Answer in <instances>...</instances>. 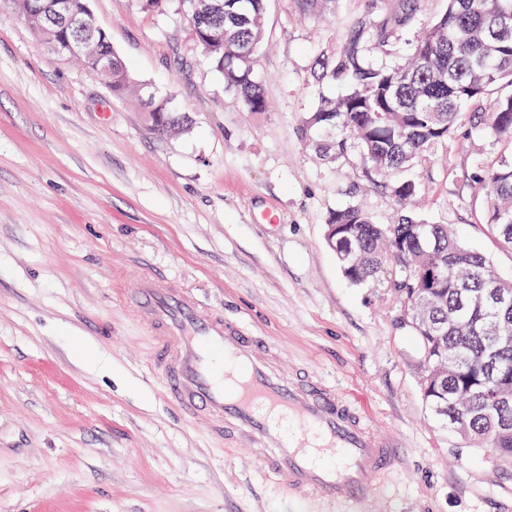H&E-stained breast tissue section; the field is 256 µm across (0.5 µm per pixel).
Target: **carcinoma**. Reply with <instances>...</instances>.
<instances>
[{"instance_id": "obj_1", "label": "carcinoma", "mask_w": 512, "mask_h": 512, "mask_svg": "<svg viewBox=\"0 0 512 512\" xmlns=\"http://www.w3.org/2000/svg\"><path fill=\"white\" fill-rule=\"evenodd\" d=\"M187 17L218 27L224 37L201 47L208 65L221 75L225 89L234 92L250 112H263L266 100L256 77L255 62L265 40L264 0H187ZM415 0H402V8L376 24L358 23L340 49L326 57L332 73L345 80L339 97L318 96L306 113V137L325 142V156L337 159L351 149L363 159L371 180L398 175L420 166L429 149L454 133L458 115L474 103H485L474 116L483 134L512 146V29L495 35V22L512 14V0H448L446 11L429 24L421 38L391 67L367 61L369 46L393 51L396 31L414 19ZM42 35L74 32L53 18L41 20ZM112 57L107 78L112 96L122 99L134 87L126 64L106 40L93 37L82 59L91 66L98 56ZM154 131L165 136L188 127L189 116L158 99ZM485 224L504 247L512 249V154L484 169L481 179ZM397 207L392 224H375L359 206L329 213L326 232L341 224L354 247L340 261L354 284L370 283L390 269L409 267L414 274L399 276L394 284L400 304H410L426 288L421 273L441 272L427 319L415 330L420 352V385L431 389L426 406L448 428L458 410L467 406V431L459 432L477 444L494 449L501 462H512V423L498 426L485 416L487 387L512 391V306L486 298L498 288L512 299V282L500 279L486 258L464 245L446 224H424L411 215L419 185L397 178L390 183Z\"/></svg>"}]
</instances>
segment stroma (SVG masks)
I'll return each instance as SVG.
<instances>
[{
  "label": "stroma",
  "instance_id": "1",
  "mask_svg": "<svg viewBox=\"0 0 512 512\" xmlns=\"http://www.w3.org/2000/svg\"><path fill=\"white\" fill-rule=\"evenodd\" d=\"M88 5L131 74L192 126L157 136L142 104L113 99L0 0V512H346L279 489L167 403L128 299L144 270L247 324L285 373L334 385L404 449L370 512H512V471L427 411L393 288L348 281L326 242L332 210L388 224L394 202L357 152L327 162L310 147L307 112L343 91L320 59L399 0H335L322 17L266 0L264 112L225 90L177 0ZM496 151L468 109L409 175L417 219L452 225L512 280V250L479 211Z\"/></svg>",
  "mask_w": 512,
  "mask_h": 512
}]
</instances>
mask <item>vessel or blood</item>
<instances>
[{"mask_svg":"<svg viewBox=\"0 0 512 512\" xmlns=\"http://www.w3.org/2000/svg\"><path fill=\"white\" fill-rule=\"evenodd\" d=\"M129 297L155 340L167 400L227 448L251 450L280 487L331 503L370 502L403 456L383 445L335 389L291 378L272 350L238 323L202 310L157 275H140Z\"/></svg>","mask_w":512,"mask_h":512,"instance_id":"1","label":"vessel or blood"}]
</instances>
